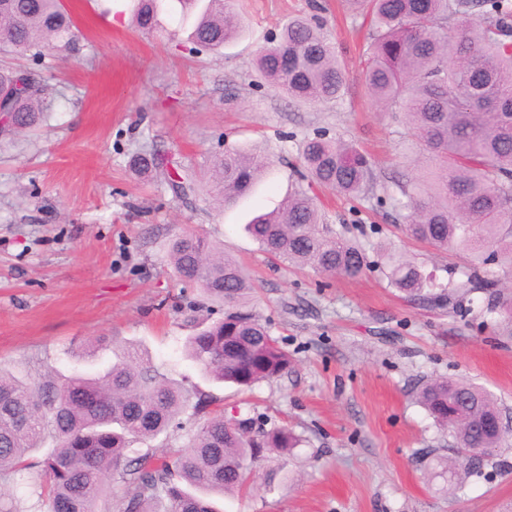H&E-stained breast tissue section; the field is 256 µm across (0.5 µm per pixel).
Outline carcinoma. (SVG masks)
Instances as JSON below:
<instances>
[{
  "label": "carcinoma",
  "instance_id": "obj_1",
  "mask_svg": "<svg viewBox=\"0 0 512 512\" xmlns=\"http://www.w3.org/2000/svg\"><path fill=\"white\" fill-rule=\"evenodd\" d=\"M183 15L195 16L191 39L220 51L241 31L239 12L226 0H178ZM370 22V44L362 81L372 103L398 112L412 131L425 168L405 176L396 188L405 235L438 252L468 259L471 273L439 287L432 275L403 253L384 250L390 285L409 302L439 305L455 295L485 291L490 308L512 329V297L501 298L495 277L481 274L487 254L512 274V0H346ZM161 0H137L138 29L158 24ZM76 26L63 0H0V52L72 49ZM261 74L305 104L336 102L344 94L345 72L321 29L297 17L256 59ZM0 94L14 113V125L0 134L19 135L39 125L48 107L41 81L32 73L0 70ZM308 186L350 197L373 189L367 157L350 141L306 138L299 154ZM265 168L261 156L224 149L204 176L224 206L252 189ZM248 231L275 259L328 275L357 277L371 267L364 250L342 228L324 222L315 197L299 189L276 211L260 215ZM170 262L177 277L198 285L224 304V319L186 344L188 357L213 378L242 390L274 380L291 366L288 353L247 308L254 285L245 266L224 254L204 234L176 238ZM419 403L441 431L456 441L448 458V486L460 473L479 468L484 449L497 448L508 430L485 390L439 378L423 383ZM189 397L134 348L95 375L64 376L48 371L35 383L0 369V478L38 468L48 480L50 512H97L112 472L122 470L124 512H218L211 496L247 491L254 466L265 454H286L300 439L286 427L253 429L251 418L235 423L198 396L193 409L208 418L188 449L173 462L127 459L131 443L167 432ZM52 449L34 461L46 441Z\"/></svg>",
  "mask_w": 512,
  "mask_h": 512
}]
</instances>
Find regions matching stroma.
<instances>
[{"label": "stroma", "mask_w": 512, "mask_h": 512, "mask_svg": "<svg viewBox=\"0 0 512 512\" xmlns=\"http://www.w3.org/2000/svg\"><path fill=\"white\" fill-rule=\"evenodd\" d=\"M64 5L79 31L72 52L0 53V68L44 80L50 104L37 128L0 137V365L31 379L48 368L93 374L131 345L170 380L212 397L226 418L293 431L299 446L269 453L249 493L217 499L221 512H512V438L448 485L454 440L417 400L427 380L465 379L493 395L512 429V332L491 320L487 293L459 306L415 305L378 265L392 248L443 286L466 271L463 258L407 239L396 220L390 196L414 153L402 116L376 110L365 94L368 22L344 0H240L241 34L222 52L199 54L177 0H164L148 33L132 0ZM297 15L320 25L346 68L338 102H297L255 67ZM318 133L352 140L376 175L373 192L354 201L313 190L328 223L346 225L375 263L355 278L271 260L245 229L301 187L299 147ZM228 146L268 157L252 192L229 208L200 189L178 201L169 174ZM139 153L161 156L164 169L137 174L130 159ZM189 232L222 243L247 268L249 307L288 351V373L243 392L187 357L199 323L224 316L173 271L170 245ZM180 421L128 457L173 461L205 418L188 409ZM43 482L34 469L2 478L1 502L49 512Z\"/></svg>", "instance_id": "1"}]
</instances>
